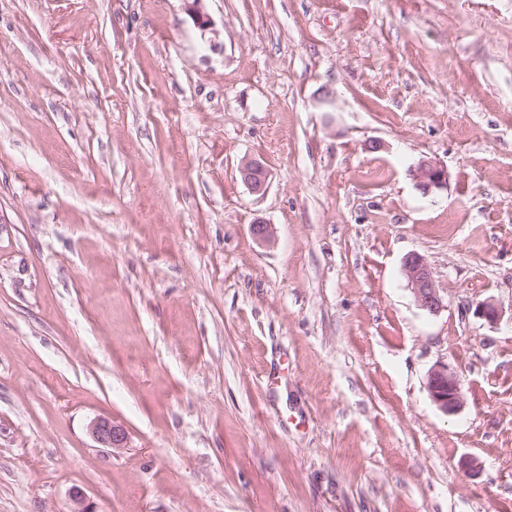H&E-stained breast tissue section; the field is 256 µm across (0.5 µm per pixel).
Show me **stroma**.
<instances>
[{"label":"stroma","mask_w":512,"mask_h":512,"mask_svg":"<svg viewBox=\"0 0 512 512\" xmlns=\"http://www.w3.org/2000/svg\"><path fill=\"white\" fill-rule=\"evenodd\" d=\"M203 8L0 0V512H512V0ZM185 10L202 34L215 33L214 24L202 7L203 0H183ZM242 182L252 194H265L269 184L270 171L263 160L252 158L243 161L238 167ZM409 176L423 193L442 190L448 184V170L440 162L422 158L409 167ZM403 273L418 306L429 313H437L443 307V300L426 259L417 253L409 254L403 262ZM427 390L433 404L442 413L453 415L463 408L458 376L448 365H437L428 372ZM89 433L101 448H110L112 451L127 448V431L108 418L94 419L89 425Z\"/></svg>","instance_id":"stroma-1"}]
</instances>
